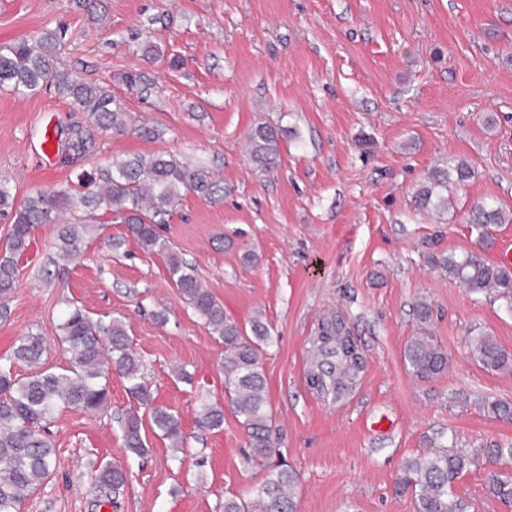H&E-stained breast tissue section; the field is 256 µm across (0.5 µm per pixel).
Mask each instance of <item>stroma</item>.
I'll return each mask as SVG.
<instances>
[{"instance_id": "1", "label": "stroma", "mask_w": 512, "mask_h": 512, "mask_svg": "<svg viewBox=\"0 0 512 512\" xmlns=\"http://www.w3.org/2000/svg\"><path fill=\"white\" fill-rule=\"evenodd\" d=\"M59 26L60 69L102 86L160 136L99 134L91 157L49 164L39 148L44 125L85 126L87 113L51 88L0 89V177L20 202L112 158L162 153L223 181L215 200L183 192L161 233L228 316L261 318L277 338L262 362L272 434L300 475L298 512H413L394 484L426 436L444 431L467 449L512 443V419L481 407L487 397L512 403V371L487 372L468 345L484 333L512 351V310L427 261L431 244L479 249L467 224L475 204L492 198L512 211V0H101L94 18L78 0H0V47ZM146 41L163 57L145 56ZM129 74L140 86L126 85ZM264 123L280 136L272 173L245 151L249 130ZM446 156L473 175L453 189L442 219L430 220L414 213L412 195ZM57 231L37 228L20 262L0 318V358L33 332L46 346L42 369L61 371L68 304L122 317L156 404L182 419L188 453L174 461L168 441L153 435L147 455L127 451L115 415L132 399L111 376L105 411L58 414L55 468L20 512H97L94 470L105 464L122 467L127 482L117 508L104 512H221L225 492L249 493L267 474L249 459L232 412L219 431L197 422L201 398L227 400L223 344L168 282L161 256L133 241L112 249L125 225L108 223L82 259L42 278ZM421 297L449 357L428 381L402 361ZM331 311L344 315L364 359L356 389L335 404L306 380L309 339ZM490 471L469 469L455 492L471 512H512L488 493Z\"/></svg>"}]
</instances>
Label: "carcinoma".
Segmentation results:
<instances>
[{
    "instance_id": "1",
    "label": "carcinoma",
    "mask_w": 512,
    "mask_h": 512,
    "mask_svg": "<svg viewBox=\"0 0 512 512\" xmlns=\"http://www.w3.org/2000/svg\"><path fill=\"white\" fill-rule=\"evenodd\" d=\"M63 44L61 30H45L28 39L0 47V87L20 95L47 88L89 113L103 134H123L136 130L148 137L157 130L137 124V117L125 112L103 88L71 76L57 66ZM73 138L66 144L57 140V152L80 159L92 155L95 139L81 125L71 127ZM249 160L268 171L280 160L278 130L260 124L247 135ZM471 177V167L463 160L443 158L417 186L415 208L427 214H442L450 204V189ZM79 189H49L15 202L10 182L0 178V215L11 216L10 229L0 242V317L8 314L9 299L18 279L17 258L30 246L32 232L42 224H58L60 215L80 205L88 210L105 207L115 222L127 226L132 239L143 249L165 260L168 280L186 305L197 314L216 339L224 343V388L229 405L249 437V457L267 462L275 453L271 440L272 412L262 354L276 342L269 326L256 317L249 326L224 313V306L202 285L195 265L180 256L161 238L157 226L177 206L182 192L192 191L210 199L224 191L221 183L201 168H191L173 156L161 153L116 158L105 167L85 172ZM505 223V210L494 199L478 204L472 211L469 228L486 246L491 245L490 228ZM101 224H59L55 248L64 260L77 261L89 241L100 235ZM429 262L448 273L471 294L493 293L512 309V267L490 262L478 253H434ZM61 340L69 354V367L61 372L38 371L19 378L12 363L40 364L45 352L41 336L32 332L14 344L8 362L0 364V512H19L20 506L51 475L56 464L50 424L62 406H73L95 414L110 402L109 378L119 374L136 405L116 417L125 448L138 456L149 452L144 426L169 441L174 451L186 454V437L181 418L155 405V397L145 380L143 364L133 350L126 324L120 317L93 319L79 307L68 309L60 324ZM312 366L309 385L322 396L339 399L356 387L362 368L353 337L341 320L326 318L312 337ZM469 348L477 362L489 372L512 370V352L492 337L473 336ZM407 371L420 380L433 379L448 370V354L431 336H415L403 350ZM482 409L494 418L512 416V404L496 398L481 401ZM198 422L211 430L224 426V409L202 402ZM489 459L512 461V444H485L465 450L454 436L443 431L426 438V448L406 460L395 484L399 496L412 500L413 512H470V504L459 497L454 481L472 467ZM99 487L104 491L96 508L113 506L108 494L125 483L118 466L99 471ZM299 473L285 462L274 464L265 481L255 486L249 497L224 493L222 512H296L295 490Z\"/></svg>"
}]
</instances>
